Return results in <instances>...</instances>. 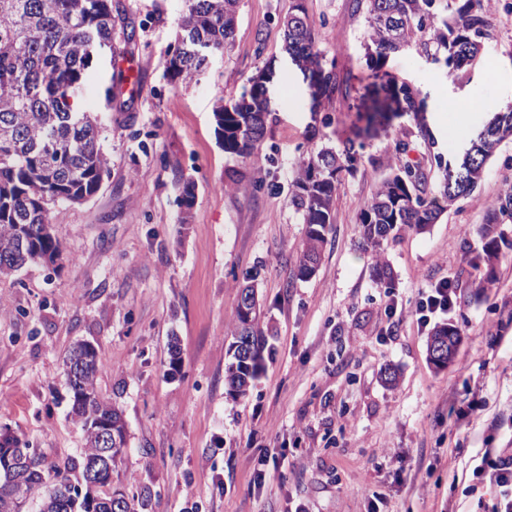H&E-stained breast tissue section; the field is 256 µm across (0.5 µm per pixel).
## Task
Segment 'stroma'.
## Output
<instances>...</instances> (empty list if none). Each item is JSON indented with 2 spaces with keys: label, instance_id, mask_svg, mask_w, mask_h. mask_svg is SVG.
<instances>
[{
  "label": "stroma",
  "instance_id": "stroma-1",
  "mask_svg": "<svg viewBox=\"0 0 512 512\" xmlns=\"http://www.w3.org/2000/svg\"><path fill=\"white\" fill-rule=\"evenodd\" d=\"M119 3L128 27L116 29L111 61L93 63L77 90L81 108L101 121L110 174L91 199L52 209L66 249L58 266L30 263L0 278V429L28 440L46 463L79 458L84 434L70 415L63 360L82 340L102 359L99 394L127 423L112 487L138 495L142 512H365L372 500L380 512H486L498 491L473 471L485 452L512 454V224L498 225L504 240L491 263L481 229L512 190V138L436 223L390 236L389 278L372 272L360 214L394 167L422 168L426 195L436 197L435 156L458 154L456 100L483 102L470 115L476 130L512 104V12L493 15L482 53L457 74L414 46L389 55L386 71L421 91L426 108L367 141L337 188L317 271L301 279L305 226L289 189L313 145L340 146L362 123L358 108L372 89L364 8L305 0L343 85L319 125L283 50L293 0H240L232 44L180 88L166 67L183 0ZM267 68L266 132L245 160L224 151L214 109ZM122 69L136 77L138 96L112 87ZM436 112L447 131L432 123ZM446 277L457 305L434 322L455 326L459 345L440 369L413 311ZM247 282L257 287L266 349L250 391L235 397L224 370ZM394 301L404 315L390 336ZM388 371L395 384L385 383ZM473 400L482 411L468 413Z\"/></svg>",
  "mask_w": 512,
  "mask_h": 512
}]
</instances>
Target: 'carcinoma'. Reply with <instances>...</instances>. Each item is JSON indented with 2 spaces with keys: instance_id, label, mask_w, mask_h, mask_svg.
<instances>
[{
  "instance_id": "obj_1",
  "label": "carcinoma",
  "mask_w": 512,
  "mask_h": 512,
  "mask_svg": "<svg viewBox=\"0 0 512 512\" xmlns=\"http://www.w3.org/2000/svg\"><path fill=\"white\" fill-rule=\"evenodd\" d=\"M239 0H185L178 23V41L204 44L210 54L222 53L233 40ZM367 14V63L379 92L365 112V125L354 137L342 141V149H311L300 162L293 181L291 203L307 224L298 258V276L312 277L333 223L336 189L355 169L358 149L378 133L391 116L421 112L425 100L407 84L390 79L384 71L396 48L389 41L391 27L402 41L422 48L444 61L449 72L460 69L480 53L490 36L485 0H357ZM453 20H448V16ZM116 16L112 0H0V277L9 276L31 262L56 263L64 259L60 242L49 224L52 208L80 203L95 196L110 172V158L101 146L102 126L90 112L81 110L75 89L92 60V42L112 41ZM284 50L296 55L300 70L316 75L309 85L311 99L323 103L340 91L336 73L322 69L325 54L319 49L305 0H294L283 21ZM204 67V59L192 51L171 54L167 73L172 83H191ZM24 74L33 92L21 93L10 78ZM244 104L230 112L219 104L214 110L224 151L252 158L263 133L266 113L258 111V85L243 91ZM488 137L471 146L467 158L446 163L436 159L441 173L439 193L451 206L469 195L483 178L487 161L501 143L512 137V110L501 111L485 126ZM56 150L48 153L46 143ZM426 175L403 166L381 181L361 214L364 239L375 251L374 272L389 275L381 260L384 241L401 226L424 227L434 223L443 206L423 198ZM512 223V192L497 200L487 216L484 251L497 256L498 240L489 236L490 225ZM260 305L246 312L236 307L228 346L231 361L225 368L230 392L244 396L263 365L266 348ZM458 346V331L446 324L434 329L427 345L436 342ZM100 369L98 351L87 342L73 346L65 370L69 382L71 413L81 424L85 446L81 462L45 468L42 456L18 437L0 434V442L15 448L18 459L0 458V512H21L28 499L39 500L38 512H108L92 503L87 474L100 450L95 431L111 427L112 468L123 462L126 426L122 414L103 401L96 390Z\"/></svg>"
}]
</instances>
